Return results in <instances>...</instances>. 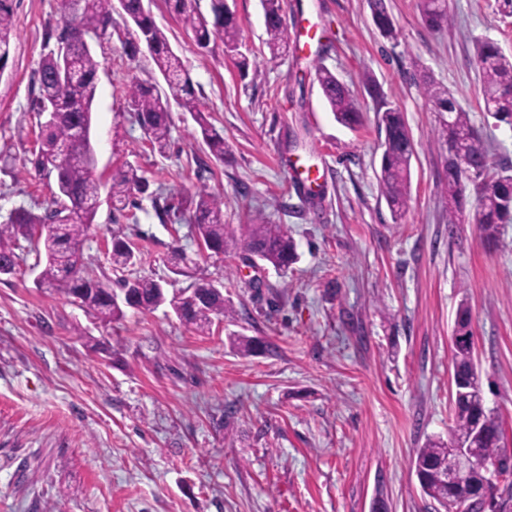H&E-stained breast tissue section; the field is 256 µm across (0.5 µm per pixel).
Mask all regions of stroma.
Wrapping results in <instances>:
<instances>
[{
	"mask_svg": "<svg viewBox=\"0 0 512 512\" xmlns=\"http://www.w3.org/2000/svg\"><path fill=\"white\" fill-rule=\"evenodd\" d=\"M250 61L240 72L221 42L199 47L164 0L156 24L182 59L199 100L223 130L209 157L189 113L172 110L171 146L153 151L128 105L133 80L162 83L147 51L91 41L94 174L109 191L134 165L149 194L115 209L102 200L81 245L90 274L148 276L167 293L211 281L235 310L197 334L169 305L127 309L100 324L38 287L43 249L19 240L0 275V512H436L413 467L427 439L451 426L453 327L471 312L485 402L512 454V224L503 246L476 225L448 226L445 152L425 77L448 90L491 146L490 171L512 165V129L484 117L475 41L512 55V16L496 0H448L430 28L418 0H386L396 40L383 38L368 0H282L288 53L270 61L260 0H228ZM61 0H14V39L0 70V221L20 206L42 213L57 191L32 159V110L47 29ZM331 70L357 99L360 125L336 122L316 80ZM404 112L414 143L407 207L394 217L379 179L381 102ZM312 170L310 196L299 172ZM224 201L232 229L248 215L287 227L288 271H249L241 248L202 249L188 214L159 213L200 189ZM136 261L113 270V230ZM183 251L190 276L174 274ZM238 332L262 347L242 355Z\"/></svg>",
	"mask_w": 512,
	"mask_h": 512,
	"instance_id": "1",
	"label": "stroma"
}]
</instances>
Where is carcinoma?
Instances as JSON below:
<instances>
[{
	"label": "carcinoma",
	"mask_w": 512,
	"mask_h": 512,
	"mask_svg": "<svg viewBox=\"0 0 512 512\" xmlns=\"http://www.w3.org/2000/svg\"><path fill=\"white\" fill-rule=\"evenodd\" d=\"M185 28L192 33L197 45L205 48L213 41L224 44L225 52L237 58L238 65L247 69L249 61L240 51V29L234 12L225 0H209V15L201 11L200 0H166ZM264 16L265 44L270 61L278 60L288 52V34L282 18L281 0H261ZM372 17L380 33L389 39L396 38V29L389 15L385 0H369ZM114 0H86L74 32L81 37L117 39L130 56L146 45L154 66L162 75L166 87L153 84L132 83L129 105L152 148L164 155L170 146V105L176 104L189 113L200 130L208 154L218 161L224 160L229 146L223 131L211 122V113L202 108L195 89L186 74L181 58L176 55L165 33L145 10L143 0H124L123 12L128 22L122 29L112 28ZM423 20L431 27H439L447 20V7L437 0H420ZM13 0H0V66L7 64L11 53L13 32ZM475 60L482 74L484 110L497 125L512 128V57L506 56L491 40L476 42ZM62 67L60 57L49 50L38 67V93L33 100V111L57 107L56 121L40 124L41 146L34 160V167L56 175L60 194L58 208L50 213L38 214L24 207L11 212L0 223V267L15 268L19 255L15 252L19 238L38 235L43 240L46 262L38 280L40 285L74 299L92 317L108 325L121 320L125 309L136 306L152 310L167 301L162 286L149 277L123 279L119 288H130L133 300L126 304L112 302L113 288L108 280L83 274L81 244L97 214L100 183L94 177V151L89 143L78 142L76 130L92 125L91 105L96 91L99 62L90 50L76 55L71 74L59 78ZM316 75L323 96L336 120L349 127L361 123V112L350 90L336 75L324 66L316 67ZM425 92L435 103L437 112L451 113L448 121H440V141L448 151L446 169L448 181V229L468 222L477 226L486 241L500 238L502 225L512 221V168L502 170L495 178L488 176L490 147L483 134L471 121L470 114L448 95L441 85L430 81ZM379 127L384 131L383 154L380 168V188L394 215L406 209L410 194V166L414 145L404 113L390 104L378 111ZM466 136L467 165L461 168L455 159V146L461 136ZM472 190L478 200L475 212L464 215L463 200L467 190ZM148 183L129 165L112 177L110 196L112 205H125L136 194H144ZM183 211L191 213L197 240L205 249L218 255L236 245L234 231L224 223L222 202L202 189L194 196L178 202ZM246 251L277 269H286L297 260L296 243L281 224H266L254 218L244 225ZM135 254L120 234L112 233L111 262L115 267L133 264ZM180 319L193 329L205 334L210 331L213 318L233 316V308L226 303L224 294L212 283L201 281L192 291L180 295ZM454 359L452 379L454 426L448 441L430 439L417 449L415 473L425 495L442 508L450 509L458 503L463 492H454L439 481L447 467L448 450L467 440L475 427L483 435V453L505 472L512 468L508 456L499 442L501 428L497 416L487 407L463 393L475 376L472 349V324L468 306L462 304L456 312L454 328ZM228 340L238 351L249 354L260 346L254 338L231 334Z\"/></svg>",
	"instance_id": "carcinoma-1"
}]
</instances>
